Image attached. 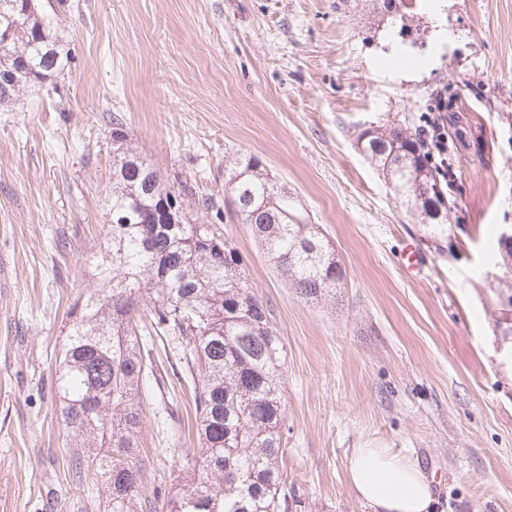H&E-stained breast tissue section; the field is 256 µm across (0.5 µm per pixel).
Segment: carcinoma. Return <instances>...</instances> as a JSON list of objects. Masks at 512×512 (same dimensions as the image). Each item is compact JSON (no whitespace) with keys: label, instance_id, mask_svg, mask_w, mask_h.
Listing matches in <instances>:
<instances>
[{"label":"carcinoma","instance_id":"obj_1","mask_svg":"<svg viewBox=\"0 0 512 512\" xmlns=\"http://www.w3.org/2000/svg\"><path fill=\"white\" fill-rule=\"evenodd\" d=\"M46 34L44 19L32 14L15 37L19 62L35 83L64 70L59 46L44 41ZM112 140L119 154L109 199L111 262L99 267L94 295L69 309L59 365L71 476L99 477L110 512H286L283 341L271 310L213 225L189 221L187 187L175 191L159 176L147 181L152 166L127 145L122 123L112 128ZM357 145L414 212L424 235L448 237L450 200L419 140L382 125L358 135ZM224 194L230 218L259 239L296 294L336 296L346 272L335 248L291 192L263 173L259 157L236 159ZM173 206L181 212L175 223L169 221ZM197 311L206 319L190 321ZM144 317L156 335L182 347L178 369L192 381L201 445L182 464L180 487L159 505L140 498L146 463L136 451L142 384L154 363V348L138 336Z\"/></svg>","mask_w":512,"mask_h":512}]
</instances>
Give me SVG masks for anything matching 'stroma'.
I'll use <instances>...</instances> for the list:
<instances>
[{"label": "stroma", "mask_w": 512, "mask_h": 512, "mask_svg": "<svg viewBox=\"0 0 512 512\" xmlns=\"http://www.w3.org/2000/svg\"><path fill=\"white\" fill-rule=\"evenodd\" d=\"M42 5L64 74L0 109V512H108L96 477L68 476L55 379L68 310L107 253L116 119L166 184L217 206L234 160L259 156L343 264L336 297L301 299L245 225L192 211L236 249L283 340L288 512H369L347 484L355 448L416 457L436 512H512V267L488 260L512 227V0ZM393 49L429 64L390 69ZM444 90L455 207L434 242L356 141L385 123L417 132ZM166 350L164 388H143L148 496L198 446Z\"/></svg>", "instance_id": "35a3bbf8"}]
</instances>
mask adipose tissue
Here are the masks:
<instances>
[{
	"label": "adipose tissue",
	"mask_w": 512,
	"mask_h": 512,
	"mask_svg": "<svg viewBox=\"0 0 512 512\" xmlns=\"http://www.w3.org/2000/svg\"><path fill=\"white\" fill-rule=\"evenodd\" d=\"M351 492L372 512H433L432 481L411 456L388 448H356L347 460Z\"/></svg>",
	"instance_id": "1"
}]
</instances>
